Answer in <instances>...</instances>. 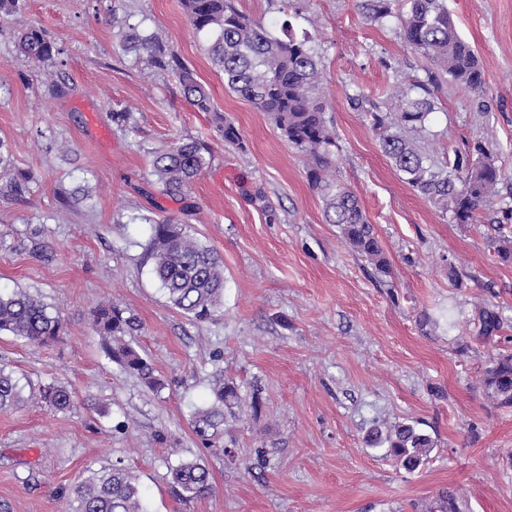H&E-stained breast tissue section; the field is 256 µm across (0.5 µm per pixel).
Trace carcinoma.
Wrapping results in <instances>:
<instances>
[{
    "mask_svg": "<svg viewBox=\"0 0 512 512\" xmlns=\"http://www.w3.org/2000/svg\"><path fill=\"white\" fill-rule=\"evenodd\" d=\"M365 17L377 23L392 17L400 20L407 46L426 56L436 66L428 73L430 84L438 83L436 72L448 76L456 87L477 97L485 93V72L475 48L458 33L445 0H359ZM188 22L208 38L207 52L224 74V84L268 115L288 145L310 157L307 179L324 201V217L337 225L354 250L382 273L389 272L383 249L356 195L332 175L335 162L330 147L333 131L325 119V104L319 96L321 71L312 36L296 35L285 20L272 31L240 12L233 0H182ZM24 0H0V21L19 26L16 48L25 59L53 64L59 49L47 30L22 20ZM119 45L148 65L178 78L188 104L196 112L214 111L209 89L195 70L161 37L146 34L124 16H112ZM418 81L400 87L397 106L383 112L373 103L369 109L374 128L381 131L379 146L402 173L405 182L433 205L451 213L456 224L494 225V253L512 264V210L496 213L492 200L504 179L492 152L478 142L455 156L451 167H439L417 145L425 122L435 109L432 97L417 96ZM224 143L244 148L239 129L230 121L220 126ZM8 146L0 141V176L6 184L0 192L21 196L30 191L31 174L12 168ZM212 161L203 141L175 139L156 153L152 175L163 194L177 198L191 187ZM147 258L152 273L165 290L171 305L196 323L213 319L224 303V265L216 252L201 244L186 223L175 215L150 225ZM478 338L498 336L504 327L493 308H482L473 319ZM139 326L137 317L108 305L95 312L91 330L109 359L150 389L161 387L147 357L124 343L123 338ZM61 313L23 290L0 292V333L8 332L30 344H44L64 332ZM484 387L502 407L512 408V353L492 358L484 375ZM212 403L193 413L192 425L206 448H221L224 454V408L237 399L235 386L224 382V372L213 375ZM40 399L56 410L74 407L72 393L57 383H48ZM23 387L12 372L0 368V410L23 406ZM379 443L408 471L416 470L434 447L432 438L416 422H401ZM170 484L185 501L205 498L213 492L210 472L200 458L181 459L169 467ZM69 512H148L136 476L122 462L91 470L72 491Z\"/></svg>",
    "mask_w": 512,
    "mask_h": 512,
    "instance_id": "carcinoma-1",
    "label": "carcinoma"
}]
</instances>
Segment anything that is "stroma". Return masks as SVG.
Listing matches in <instances>:
<instances>
[{
    "instance_id": "obj_1",
    "label": "stroma",
    "mask_w": 512,
    "mask_h": 512,
    "mask_svg": "<svg viewBox=\"0 0 512 512\" xmlns=\"http://www.w3.org/2000/svg\"><path fill=\"white\" fill-rule=\"evenodd\" d=\"M445 3L482 60L488 108L443 83L428 146L438 159L478 141L492 147L505 174L494 206L512 209V0ZM235 5L313 36L336 178L359 198L391 272L326 223L307 157L225 88L181 0H25L26 18L64 51L66 87L51 94L44 66L0 27V140L33 176L24 197L0 193V289L41 298L67 328L46 346L0 334V365L27 399L0 411V512H67V490L118 460L145 489L148 512H442L450 494L466 512H512V408L483 385L490 357L512 352V265L495 256L492 225L453 223L404 182L352 102L362 94L389 110L383 92L426 80L430 62L405 44L397 19L369 22L356 0ZM116 14L168 41L210 88L213 111L191 110L171 73L123 52ZM121 111L132 112V129L113 126ZM224 119L244 148L225 144ZM177 136L213 153L180 201L151 174L153 156ZM82 186L92 206L77 201ZM183 209L224 263V305L203 324L168 303L145 260V217ZM108 302L138 317L126 342L151 361L161 390L126 374L92 336V314ZM492 305L505 325L489 344L471 321ZM219 369L238 393L224 424L228 456L204 448L192 427ZM51 381L76 392V410L40 402ZM412 421L434 447L410 472L370 438ZM196 457L213 492L176 500L169 467Z\"/></svg>"
}]
</instances>
